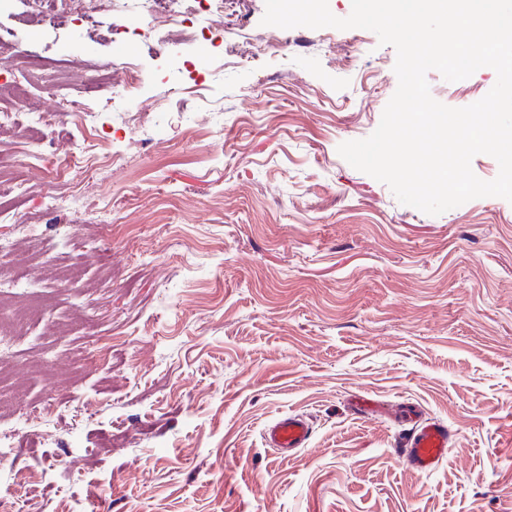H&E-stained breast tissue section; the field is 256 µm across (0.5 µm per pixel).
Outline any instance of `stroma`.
Segmentation results:
<instances>
[{
	"label": "stroma",
	"instance_id": "obj_1",
	"mask_svg": "<svg viewBox=\"0 0 512 512\" xmlns=\"http://www.w3.org/2000/svg\"><path fill=\"white\" fill-rule=\"evenodd\" d=\"M265 9L226 0L205 40L135 0L91 25L0 12V263L29 273L0 317L47 300L5 356L23 389H0V483L44 473L22 512H512V202L429 215L352 167L338 147L378 127L395 48ZM130 62L147 80L125 97ZM496 80L427 74L454 108ZM22 99L60 114L41 143ZM104 138L118 164L66 167ZM355 395L447 423V457L406 469L402 423L355 417ZM288 413L312 441L279 457L263 433Z\"/></svg>",
	"mask_w": 512,
	"mask_h": 512
}]
</instances>
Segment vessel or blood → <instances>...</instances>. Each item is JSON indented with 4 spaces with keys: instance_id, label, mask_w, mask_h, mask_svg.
<instances>
[{
    "instance_id": "1",
    "label": "vessel or blood",
    "mask_w": 512,
    "mask_h": 512,
    "mask_svg": "<svg viewBox=\"0 0 512 512\" xmlns=\"http://www.w3.org/2000/svg\"><path fill=\"white\" fill-rule=\"evenodd\" d=\"M352 408L362 415L376 417L393 415L406 424L407 430L400 442V456L404 464L419 473L433 471L447 456L454 431L437 421H423L406 411L390 412L376 400L359 395L351 402ZM312 436L310 424L299 415H285L265 429V440L271 447L290 456L308 447Z\"/></svg>"
}]
</instances>
